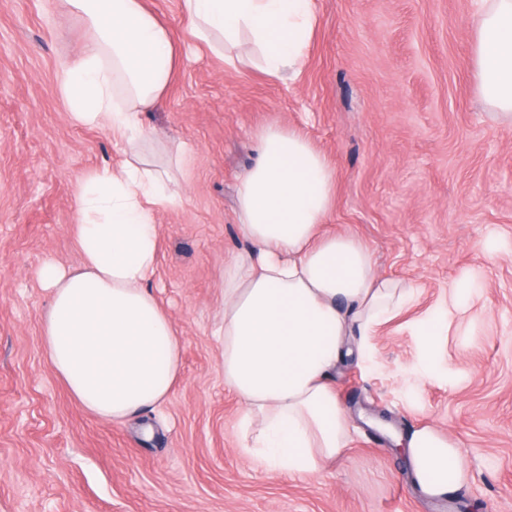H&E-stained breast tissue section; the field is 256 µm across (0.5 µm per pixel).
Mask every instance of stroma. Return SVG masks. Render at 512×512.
<instances>
[{"instance_id": "35a3bbf8", "label": "stroma", "mask_w": 512, "mask_h": 512, "mask_svg": "<svg viewBox=\"0 0 512 512\" xmlns=\"http://www.w3.org/2000/svg\"><path fill=\"white\" fill-rule=\"evenodd\" d=\"M182 44L146 154L184 202L158 213L150 287L181 338L165 402L120 425L82 408L42 350L44 262L79 255L76 180L122 160L109 131L73 125L57 75L91 31L65 0H0V512H512V123L473 77L472 0H316L301 74L231 68L185 41L180 0H146ZM302 129L336 172L326 229L374 252L375 272L419 290L380 328L379 369L340 366L354 416L345 457L315 480L262 471L238 441L211 334L225 270L249 242L236 212L256 132ZM191 145L181 163L177 144ZM445 350L425 375L417 327L450 284ZM434 424L457 439L468 482L422 498L392 435Z\"/></svg>"}]
</instances>
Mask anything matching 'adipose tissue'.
I'll return each mask as SVG.
<instances>
[{"label": "adipose tissue", "mask_w": 512, "mask_h": 512, "mask_svg": "<svg viewBox=\"0 0 512 512\" xmlns=\"http://www.w3.org/2000/svg\"><path fill=\"white\" fill-rule=\"evenodd\" d=\"M94 36L61 69L69 120L104 128L125 159L77 179L76 269L38 273L51 305L47 358L74 399L115 422L161 404L178 376L180 339L150 290L159 211L183 196L141 154V112L155 107L175 69L177 42L144 0H68ZM186 40L225 65L257 62L269 77L297 75L317 25L315 0H181ZM473 73L481 96L512 120V0H473ZM258 158L239 181L237 217L250 243L224 273L212 334L224 386L238 399L240 449L259 466L319 478L352 440L333 372L366 364L380 327L418 290L376 276L368 244L325 232L335 172L294 127L257 136ZM408 477L425 498L447 500L468 475L459 444L433 425L402 440Z\"/></svg>", "instance_id": "ef3b65f1"}]
</instances>
